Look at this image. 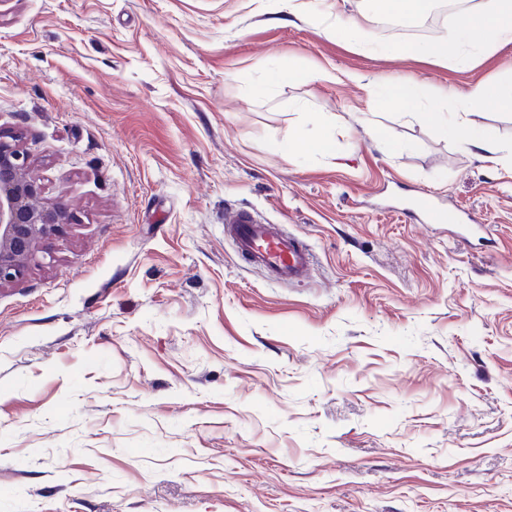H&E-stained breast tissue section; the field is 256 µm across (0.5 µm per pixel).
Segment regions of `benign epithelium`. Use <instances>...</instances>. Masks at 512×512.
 I'll return each instance as SVG.
<instances>
[{
  "label": "benign epithelium",
  "mask_w": 512,
  "mask_h": 512,
  "mask_svg": "<svg viewBox=\"0 0 512 512\" xmlns=\"http://www.w3.org/2000/svg\"><path fill=\"white\" fill-rule=\"evenodd\" d=\"M72 221L63 199L45 196L19 137L0 135V288L24 278L38 244Z\"/></svg>",
  "instance_id": "7a95c632"
}]
</instances>
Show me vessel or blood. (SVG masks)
Wrapping results in <instances>:
<instances>
[{
  "label": "vessel or blood",
  "mask_w": 512,
  "mask_h": 512,
  "mask_svg": "<svg viewBox=\"0 0 512 512\" xmlns=\"http://www.w3.org/2000/svg\"><path fill=\"white\" fill-rule=\"evenodd\" d=\"M224 233L242 259L276 280L299 281L310 271L311 256L298 238L278 225L257 223L250 212L226 213Z\"/></svg>",
  "instance_id": "1"
}]
</instances>
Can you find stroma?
<instances>
[{"instance_id": "stroma-1", "label": "stroma", "mask_w": 512, "mask_h": 512, "mask_svg": "<svg viewBox=\"0 0 512 512\" xmlns=\"http://www.w3.org/2000/svg\"><path fill=\"white\" fill-rule=\"evenodd\" d=\"M335 7L413 41L370 0H0V133L74 215L0 289V512H512V165L426 116L512 48L366 53ZM237 208L310 276L240 259ZM324 32L328 37H335L336 40L348 42L357 46H370L366 26L360 21H352L343 18L336 9V21H331L329 13L323 15ZM224 224V234L233 241L237 254L272 278L291 282L309 274L310 253L298 238L277 224L257 223L247 211L226 213Z\"/></svg>"}]
</instances>
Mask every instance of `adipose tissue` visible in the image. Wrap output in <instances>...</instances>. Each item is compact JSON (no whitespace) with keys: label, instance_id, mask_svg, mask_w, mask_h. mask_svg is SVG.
I'll return each mask as SVG.
<instances>
[{"label":"adipose tissue","instance_id":"obj_1","mask_svg":"<svg viewBox=\"0 0 512 512\" xmlns=\"http://www.w3.org/2000/svg\"><path fill=\"white\" fill-rule=\"evenodd\" d=\"M457 42L462 49L457 63L468 66L473 58L487 50H498L512 45V0H483L478 12L459 17ZM475 102H488L512 109V84L497 81L475 85L455 109L432 113V120L450 131L468 151L484 161L498 164L512 162V146L503 145L495 133L471 126L466 115Z\"/></svg>","mask_w":512,"mask_h":512}]
</instances>
